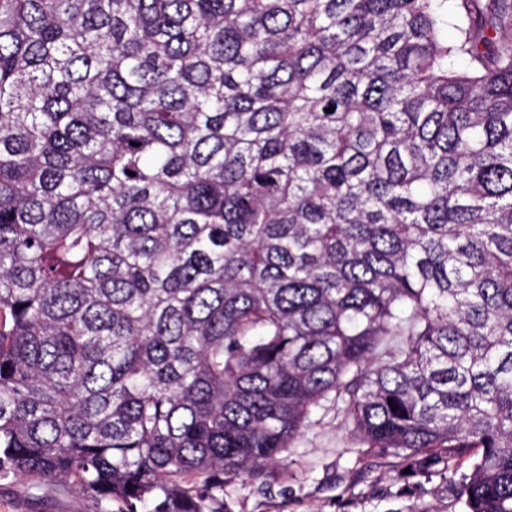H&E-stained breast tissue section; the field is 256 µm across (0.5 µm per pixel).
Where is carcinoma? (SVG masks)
<instances>
[{
  "label": "carcinoma",
  "instance_id": "obj_1",
  "mask_svg": "<svg viewBox=\"0 0 512 512\" xmlns=\"http://www.w3.org/2000/svg\"><path fill=\"white\" fill-rule=\"evenodd\" d=\"M329 399L512 512V0H0V477L224 512Z\"/></svg>",
  "mask_w": 512,
  "mask_h": 512
}]
</instances>
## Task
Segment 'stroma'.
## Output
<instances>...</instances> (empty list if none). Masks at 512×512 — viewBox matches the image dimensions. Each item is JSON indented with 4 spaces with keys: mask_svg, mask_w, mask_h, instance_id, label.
<instances>
[{
    "mask_svg": "<svg viewBox=\"0 0 512 512\" xmlns=\"http://www.w3.org/2000/svg\"><path fill=\"white\" fill-rule=\"evenodd\" d=\"M226 512H463L439 476L407 474L400 459L370 454L347 432L334 402L259 476L224 478ZM114 503L71 482L0 478V512H113Z\"/></svg>",
    "mask_w": 512,
    "mask_h": 512,
    "instance_id": "stroma-1",
    "label": "stroma"
}]
</instances>
